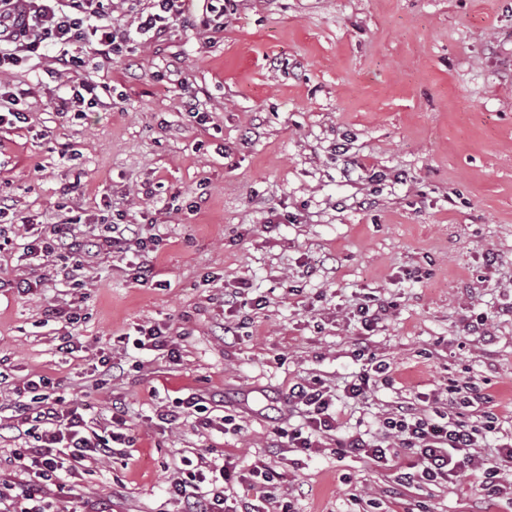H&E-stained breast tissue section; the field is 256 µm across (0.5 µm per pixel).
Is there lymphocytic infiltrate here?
Segmentation results:
<instances>
[{"instance_id":"lymphocytic-infiltrate-1","label":"lymphocytic infiltrate","mask_w":512,"mask_h":512,"mask_svg":"<svg viewBox=\"0 0 512 512\" xmlns=\"http://www.w3.org/2000/svg\"><path fill=\"white\" fill-rule=\"evenodd\" d=\"M112 0H0V68L16 64L20 53H38L52 46L58 49V63L75 70L85 60L81 47L90 44L103 61L120 53L129 31L112 25L107 16ZM31 241L23 247L30 264L46 265L55 253H63L70 272L84 269L89 258L101 252L126 253L129 247L149 251L156 236L145 234L137 224H112L107 235L85 234L73 221L27 225ZM46 378L30 379L16 388L18 424L40 433L33 448L16 449L29 476L25 490L12 501L11 512H61L56 501L46 495L48 482L74 474L85 464L112 455V446L124 443L126 421L121 402H113L108 425L86 416L65 399L47 394ZM289 406L299 409L303 422L288 435L290 447L303 451L316 445L315 438L336 430L338 421L331 411L332 397L325 387L294 384L288 390ZM496 417L484 411L480 420L447 418L438 422L423 417L415 403L397 406L385 417L382 428L393 441L392 448L373 444L360 436L339 441L342 452L352 453L376 463L387 462L399 451L414 454L413 471L403 473L404 482L442 483L457 478L470 467L482 468L485 483L496 487L499 469L481 467L473 450L481 432L492 430ZM230 470L214 449L198 448L182 456L174 467L169 484L171 494L187 506V512H264L261 505L242 501L228 506L224 488Z\"/></svg>"}]
</instances>
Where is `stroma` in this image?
<instances>
[{"label":"stroma","mask_w":512,"mask_h":512,"mask_svg":"<svg viewBox=\"0 0 512 512\" xmlns=\"http://www.w3.org/2000/svg\"><path fill=\"white\" fill-rule=\"evenodd\" d=\"M147 5L112 0L110 21L132 36L111 63L88 49L66 72L49 48L0 72V92L32 114L0 126V197L14 203L0 219V475L23 482L12 389L43 376L102 421L124 402L135 438L132 454L51 487L67 512H185L167 488L191 448L280 473L277 490L237 489L267 512H512L481 471L402 486L411 453L378 467L334 451L356 432L382 441L400 402L445 400L474 379L498 417L479 455L512 487L497 453L512 441V0H234L221 17L187 0L155 36L134 31ZM82 81L101 105L56 110ZM26 217L99 234L152 223L154 278L136 284L107 252L78 280L57 259L30 269ZM238 287L246 306L225 309ZM371 300L388 311L367 332L355 313ZM140 325L166 327L180 360L135 349ZM65 338L78 346L67 357ZM371 354L390 382L356 404L345 386ZM103 355L121 373L97 371ZM315 378L338 427L303 453L276 430L300 425L284 400ZM190 391L229 418L224 432L193 417L160 426L157 407Z\"/></svg>","instance_id":"1"}]
</instances>
